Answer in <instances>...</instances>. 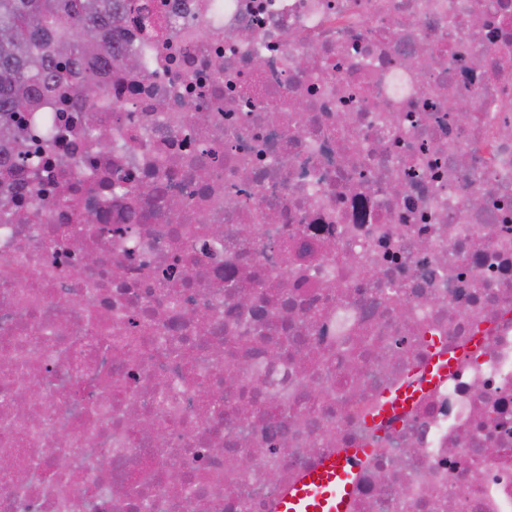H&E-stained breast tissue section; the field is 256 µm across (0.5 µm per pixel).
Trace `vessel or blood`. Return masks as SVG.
Instances as JSON below:
<instances>
[{
	"label": "vessel or blood",
	"mask_w": 512,
	"mask_h": 512,
	"mask_svg": "<svg viewBox=\"0 0 512 512\" xmlns=\"http://www.w3.org/2000/svg\"><path fill=\"white\" fill-rule=\"evenodd\" d=\"M364 455V449L355 448L344 456H325L281 494L272 512H348L354 485L353 461Z\"/></svg>",
	"instance_id": "1"
}]
</instances>
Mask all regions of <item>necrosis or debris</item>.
Wrapping results in <instances>:
<instances>
[{"instance_id": "obj_1", "label": "necrosis or debris", "mask_w": 512, "mask_h": 512, "mask_svg": "<svg viewBox=\"0 0 512 512\" xmlns=\"http://www.w3.org/2000/svg\"><path fill=\"white\" fill-rule=\"evenodd\" d=\"M117 42L0 135V512H270L365 442L349 512H512V0H125Z\"/></svg>"}]
</instances>
